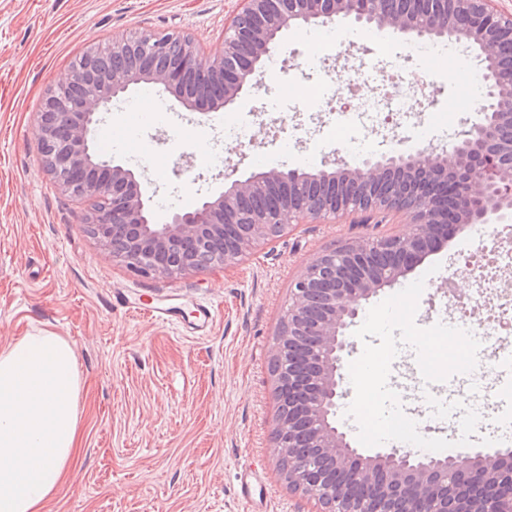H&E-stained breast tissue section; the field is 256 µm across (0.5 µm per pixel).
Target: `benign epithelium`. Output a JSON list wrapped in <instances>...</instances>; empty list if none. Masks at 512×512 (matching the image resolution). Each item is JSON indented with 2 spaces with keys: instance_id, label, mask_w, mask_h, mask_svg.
I'll return each instance as SVG.
<instances>
[{
  "instance_id": "1",
  "label": "benign epithelium",
  "mask_w": 512,
  "mask_h": 512,
  "mask_svg": "<svg viewBox=\"0 0 512 512\" xmlns=\"http://www.w3.org/2000/svg\"><path fill=\"white\" fill-rule=\"evenodd\" d=\"M350 17L479 51L483 119L450 155L399 150L334 170L227 173L224 190L159 220L134 169L93 147L103 115L135 86L148 84L189 112L227 109L260 89L257 75L283 31ZM98 52L88 50L46 98L35 134L62 191L101 200L84 223L133 274L167 279L203 270L219 243L224 268H232L271 237L311 221L356 215L358 224H385L400 215L411 224L404 234L343 241L317 255L294 283L273 355L280 365L300 364L286 378L274 373L276 399L288 402V413L276 414L272 447L278 461H288V486L316 500L321 512H365L355 487L371 492V512H438L441 502L443 512H512V494L495 493L512 478L511 447L458 455L367 450L336 425L345 396L344 330L362 302L460 230L512 221V14L494 0H241L211 53L188 35L152 31L112 40V67L93 71ZM307 181L339 201L299 205L291 189Z\"/></svg>"
}]
</instances>
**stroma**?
<instances>
[{
    "label": "stroma",
    "instance_id": "35a3bbf8",
    "mask_svg": "<svg viewBox=\"0 0 512 512\" xmlns=\"http://www.w3.org/2000/svg\"><path fill=\"white\" fill-rule=\"evenodd\" d=\"M238 0H0V345L39 331L68 336L75 344L82 390V439L74 467L46 512H316L314 501L292 492L271 449L277 411L271 373L273 343L291 298V289L319 253L360 235L408 231L403 218L378 226L343 219L303 224L258 247L238 266L214 265L169 280L132 274L111 249L87 231L82 219L96 200L63 194L44 167L35 135L36 120L51 90L93 47L142 30L191 36L204 51L219 47L224 25ZM337 51L313 54L310 27L285 32L273 70L263 88L237 104L260 141L225 138L223 112L186 111L172 96L136 89L127 108H113L104 125H125L143 96L163 98V116L143 114L124 141L105 149L106 157L128 160L131 140L144 154L134 169L154 193L157 215L192 208L222 190L224 173L259 172L256 156L280 169H329L357 162L358 156L326 137L339 123L366 155L397 149L443 154L481 119L467 112L432 126L430 109H447L456 76L438 70L419 85L406 112L385 119L364 109L366 98H383L393 72L422 75L416 38L346 18L330 22ZM367 70L368 87L352 112L341 115L335 100L291 101L285 112L271 111L282 86H312L322 77L343 81ZM430 128L424 143L416 134ZM361 153V154H362ZM168 164L154 171L151 157ZM190 164L178 167L180 157ZM478 247L473 229L459 232L426 257L397 284L366 300L373 307L416 280L425 288L415 315L427 328L458 317L467 303L481 316L512 298V269L496 271L497 289L466 277L464 259ZM116 288L135 294L139 304L171 299L192 310L211 304L214 321L197 336L140 312L112 306ZM414 351L402 347L392 363L390 386L406 413L425 434L450 441L461 436L458 419H438L419 396L465 402L495 420L497 392L512 373L475 372L453 381L425 383L415 370ZM258 467L252 501L241 497L240 474Z\"/></svg>",
    "mask_w": 512,
    "mask_h": 512
}]
</instances>
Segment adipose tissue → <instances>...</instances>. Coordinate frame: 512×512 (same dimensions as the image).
<instances>
[{
    "instance_id": "1",
    "label": "adipose tissue",
    "mask_w": 512,
    "mask_h": 512,
    "mask_svg": "<svg viewBox=\"0 0 512 512\" xmlns=\"http://www.w3.org/2000/svg\"><path fill=\"white\" fill-rule=\"evenodd\" d=\"M73 343L44 331L0 346V512H44L81 437Z\"/></svg>"
}]
</instances>
